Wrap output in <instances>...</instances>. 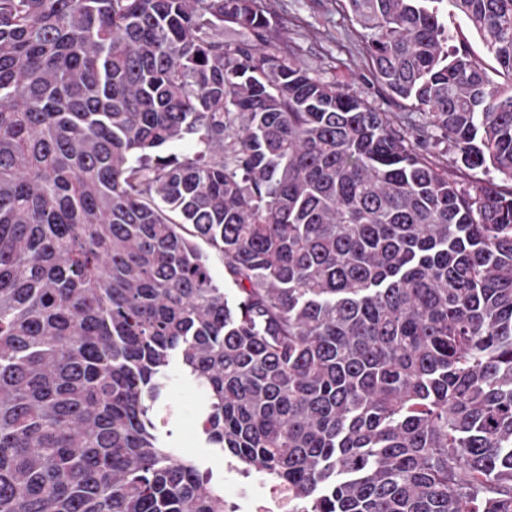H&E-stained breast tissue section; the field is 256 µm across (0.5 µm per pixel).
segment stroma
<instances>
[{
	"label": "stroma",
	"mask_w": 512,
	"mask_h": 512,
	"mask_svg": "<svg viewBox=\"0 0 512 512\" xmlns=\"http://www.w3.org/2000/svg\"><path fill=\"white\" fill-rule=\"evenodd\" d=\"M271 17L277 19L289 45L297 48L300 60L312 74L336 81L346 91L366 98L381 111L395 106L380 94L361 63L362 43L336 0H263ZM172 403L176 409L169 428L178 446L194 456L215 478L232 484L237 471L228 468L214 449L202 447L193 436L195 396L187 385L176 386Z\"/></svg>",
	"instance_id": "obj_1"
}]
</instances>
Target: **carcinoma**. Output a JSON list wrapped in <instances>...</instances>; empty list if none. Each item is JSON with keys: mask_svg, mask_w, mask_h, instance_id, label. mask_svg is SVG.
<instances>
[{"mask_svg": "<svg viewBox=\"0 0 512 512\" xmlns=\"http://www.w3.org/2000/svg\"><path fill=\"white\" fill-rule=\"evenodd\" d=\"M346 2L422 121L263 0H0V512H230L175 368L299 512H512V0ZM192 387L187 384L177 385L173 392L172 400L170 401L175 409L176 414L171 418L168 429L172 431V440L175 441L179 447H183L187 453L194 456L201 463L202 468H212L214 477L220 480L227 493L233 487L234 481H255L254 478H244L236 470H231L227 467V460L214 451L213 448H202L198 440L194 441L193 436V408L195 405V396L191 391ZM234 492L229 493L231 500L229 502L234 506L236 512L241 511L238 500L243 496L244 489L240 486L233 487Z\"/></svg>", "mask_w": 512, "mask_h": 512, "instance_id": "carcinoma-1", "label": "carcinoma"}]
</instances>
